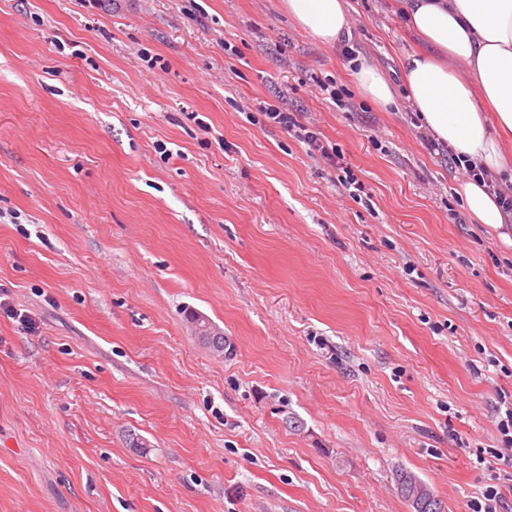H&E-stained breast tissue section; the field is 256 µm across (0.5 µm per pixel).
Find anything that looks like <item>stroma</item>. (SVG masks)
I'll list each match as a JSON object with an SVG mask.
<instances>
[{"instance_id":"obj_1","label":"stroma","mask_w":512,"mask_h":512,"mask_svg":"<svg viewBox=\"0 0 512 512\" xmlns=\"http://www.w3.org/2000/svg\"><path fill=\"white\" fill-rule=\"evenodd\" d=\"M396 5L348 0L384 109L283 0H0V512H410L402 469L512 512V224L429 150ZM355 76L361 90L375 102L384 107H396L397 102L391 84L375 67L362 65ZM257 112L263 117L264 123L270 126H276L285 130L288 134H292L298 142H302L309 146L311 153L317 151L321 157L331 163L336 168L335 159L338 158L336 148H331L319 140L317 133L311 126L301 123L295 112H291L288 108L280 105H274L259 102Z\"/></svg>"}]
</instances>
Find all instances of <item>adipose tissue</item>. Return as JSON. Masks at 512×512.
I'll use <instances>...</instances> for the list:
<instances>
[{
    "mask_svg": "<svg viewBox=\"0 0 512 512\" xmlns=\"http://www.w3.org/2000/svg\"><path fill=\"white\" fill-rule=\"evenodd\" d=\"M421 40L402 69L407 100L431 136L478 165L503 174L512 192V0H400ZM289 17L321 44L350 29L345 0H285ZM457 193L482 224H512L486 186L466 180Z\"/></svg>",
    "mask_w": 512,
    "mask_h": 512,
    "instance_id": "ef3b65f1",
    "label": "adipose tissue"
}]
</instances>
